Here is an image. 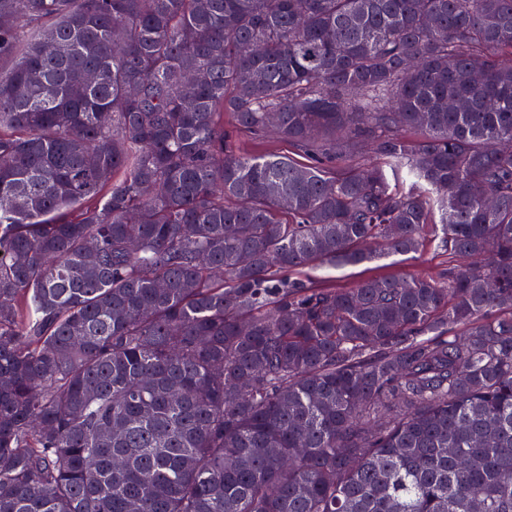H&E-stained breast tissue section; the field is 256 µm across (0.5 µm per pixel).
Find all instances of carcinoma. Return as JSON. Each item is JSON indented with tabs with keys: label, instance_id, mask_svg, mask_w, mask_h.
<instances>
[{
	"label": "carcinoma",
	"instance_id": "carcinoma-1",
	"mask_svg": "<svg viewBox=\"0 0 512 512\" xmlns=\"http://www.w3.org/2000/svg\"><path fill=\"white\" fill-rule=\"evenodd\" d=\"M4 18L0 512H512V0ZM450 260L447 253L427 247L408 259L404 257L377 259L344 269L317 267L312 269L310 274L315 279L336 288H353L363 279L383 275L414 274L436 279L444 269L448 268Z\"/></svg>",
	"mask_w": 512,
	"mask_h": 512
}]
</instances>
